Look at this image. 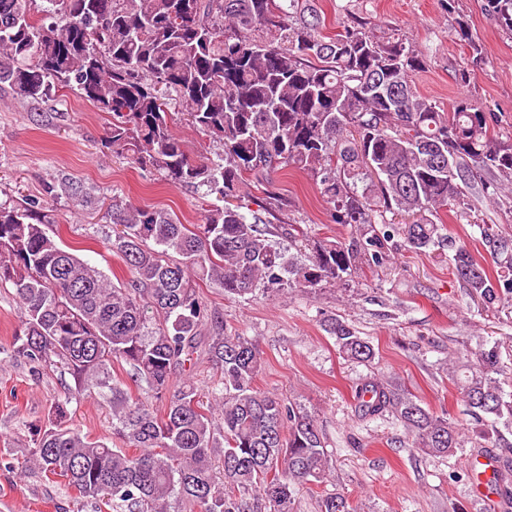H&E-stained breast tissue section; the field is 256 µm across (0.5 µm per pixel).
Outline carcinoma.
<instances>
[{"mask_svg":"<svg viewBox=\"0 0 512 512\" xmlns=\"http://www.w3.org/2000/svg\"><path fill=\"white\" fill-rule=\"evenodd\" d=\"M483 8L512 33V0ZM322 24L315 0H0V91L38 103L70 89L112 115L111 152L224 199L202 223L183 224L165 209L112 198L122 229L109 247L130 272L117 285L56 242L44 209L0 205V284H12L20 303L13 355L60 364L74 399L109 389L113 434L136 450L82 435L67 425L66 404H55L33 428L29 463L80 497L112 512H170L172 497L187 512H295L299 488L327 479L331 457L315 415L257 386V344L226 332L199 296L202 283L234 299L315 294L393 250L446 243L470 298L490 310L512 296V239L482 229L497 259L491 274L443 237L439 216L468 205L477 173L483 196L512 187V136L495 133L489 109L462 99L440 112L415 93L410 74L424 61L402 40L381 42L362 25L328 37ZM178 107L222 154L190 160L173 130ZM281 165L312 177L332 222L351 226L347 240L316 239L294 224L272 231L262 210L229 202L249 178ZM49 194L88 202L67 177ZM388 213L413 221L392 224ZM324 330L343 357L374 360L345 321L330 317ZM201 355L220 369L212 410L189 380L170 392L173 375ZM114 361L167 400L162 416L108 384ZM500 375L496 344L452 370L475 448H512V392ZM357 401L362 417L399 422L424 455L461 447L454 422L389 380L367 377ZM319 512L357 507L334 492Z\"/></svg>","mask_w":512,"mask_h":512,"instance_id":"cac0c4a2","label":"carcinoma"}]
</instances>
